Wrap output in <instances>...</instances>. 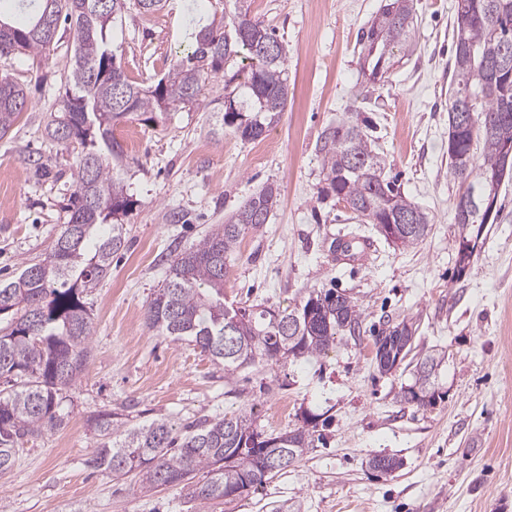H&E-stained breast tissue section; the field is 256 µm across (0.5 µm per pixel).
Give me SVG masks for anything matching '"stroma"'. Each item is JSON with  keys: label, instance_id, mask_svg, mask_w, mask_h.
I'll return each mask as SVG.
<instances>
[{"label": "stroma", "instance_id": "obj_1", "mask_svg": "<svg viewBox=\"0 0 512 512\" xmlns=\"http://www.w3.org/2000/svg\"><path fill=\"white\" fill-rule=\"evenodd\" d=\"M386 0H252L251 15L288 55V104L261 138L244 141L224 124V81L210 80L209 109L170 110L159 123L133 114L118 130L136 134L117 165L135 200L127 245L85 300L94 336L88 368L70 390L60 429L30 439L0 474L6 512H512V179L500 211L462 241L453 203L461 187L448 169V83L455 0H414L408 51L363 91L358 37ZM225 0L128 4L110 30L129 80L150 85L168 72L194 29L223 20ZM70 35L49 53L0 58V74L25 84L28 108L0 138V281L44 258L68 220L76 153L45 127L74 63ZM364 125L385 173L432 219L417 245L399 248L325 193L323 134ZM279 204L260 233L245 234L227 262L224 293L247 306L299 303L313 289L353 297L359 336H337L326 355L276 368H248L232 380L199 347L157 335L145 306L168 262L223 223L266 184ZM368 238V265L336 259V238ZM473 250L460 265L462 244ZM413 322V353L443 357L439 397L417 408L398 399L411 368L380 374L373 337ZM255 406L259 429L276 434L316 418L322 438L297 466L210 509L181 490L136 494L133 478L112 480L89 466V419L104 409L134 422L194 419ZM402 459L383 474L372 455Z\"/></svg>", "mask_w": 512, "mask_h": 512}]
</instances>
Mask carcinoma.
<instances>
[{"label": "carcinoma", "instance_id": "carcinoma-1", "mask_svg": "<svg viewBox=\"0 0 512 512\" xmlns=\"http://www.w3.org/2000/svg\"><path fill=\"white\" fill-rule=\"evenodd\" d=\"M12 3L21 20L0 18V57L40 53L57 41L60 21L69 23L75 61L66 79L59 115L47 134L67 147L78 146L75 190L66 207L69 219L47 255L23 265L20 274L0 282V473L10 470L25 442L67 422V390L87 369L93 319L84 293L110 270L112 254L127 243L121 223L135 200L112 158L122 153L113 127L132 114L154 122L181 105L203 106L205 82L228 68L243 79L239 96L224 98V124L243 140L260 138L278 121L288 102V57L275 34L262 29L255 38L244 25L252 21L251 0H232L231 21L211 23L175 52L165 84L130 82L110 47L107 28L127 0H0ZM411 0H389L359 38L369 80L387 74L393 49L407 45L414 27ZM466 42L475 56L454 54L448 85V168L479 196L497 175L504 134L512 135V63L497 65L503 43H512V0H456L453 43ZM472 98L471 123L454 118V103ZM27 108L25 85L0 75V137ZM326 193L336 197L368 224L388 227L397 217H413L412 227L385 239L399 247L418 244L430 218L383 174L375 140L348 122L332 129L322 146ZM279 203L278 187L269 184L250 197L225 224H215L194 247L175 254L164 285L146 306L148 327L175 342L188 341L211 356L230 378L247 366L280 365L321 356L336 335L359 330L360 313L351 297L332 289L311 290L293 308L224 301L227 260L241 238L259 232ZM391 335L405 337L396 354L412 351L414 331L402 321ZM440 362L432 355L417 361L413 383L401 387V401L427 406L435 400ZM91 426L100 442L88 464L121 480L137 476L136 491L152 495L179 488L201 504H222L235 492L263 484L280 469L264 471L261 456L271 446L298 463L314 447L304 427L266 435L253 409L203 417L183 427L166 418L130 424L117 412L97 413ZM369 465L382 472L400 460L376 454ZM203 479L196 480V475Z\"/></svg>", "mask_w": 512, "mask_h": 512}]
</instances>
